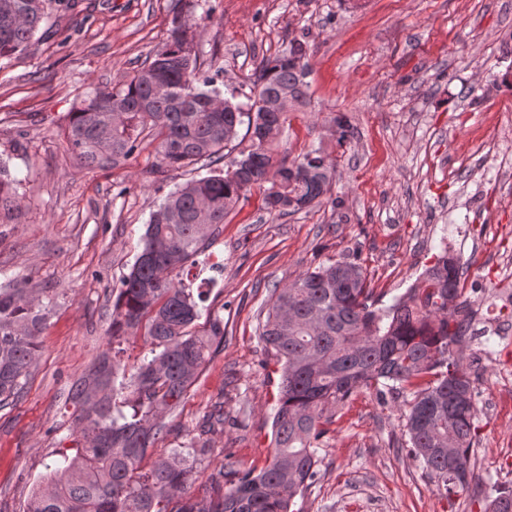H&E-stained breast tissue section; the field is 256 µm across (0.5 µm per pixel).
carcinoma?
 Instances as JSON below:
<instances>
[{"instance_id":"1","label":"carcinoma","mask_w":512,"mask_h":512,"mask_svg":"<svg viewBox=\"0 0 512 512\" xmlns=\"http://www.w3.org/2000/svg\"><path fill=\"white\" fill-rule=\"evenodd\" d=\"M45 16L46 0H0V58L24 52ZM179 21L173 17L168 42L153 61L119 88H94L71 113L69 150L85 166L129 160L147 130L157 142L154 172L203 160L210 169L176 185L152 212L141 253L118 287L112 337L144 328L151 357L120 384L108 354L94 363L76 390L81 408L74 424L83 445L62 456L32 493L27 512H293L295 498L317 480V441L335 423L336 407L364 388L405 407L407 444L437 492L446 497L466 489L478 426L470 373L453 347L472 335L475 311L464 297L466 268L446 252L385 310L373 308L363 266L344 257L274 289L259 331L281 373L270 458L240 470L227 452L207 475L205 492H191L193 470L206 468L211 436L224 428L218 401L187 451L174 449L141 469L166 431V417L224 344L218 316L192 330L207 291L194 296L172 274L196 264L200 244L252 186L264 187L269 212L290 215L320 203L336 173L320 148L290 161L270 151L288 113L265 112L261 101L286 92L294 107L307 104L305 43L291 39L289 48L262 62L246 103L232 93L216 110L220 91L200 76L199 55L182 54ZM244 123L251 145L231 159L225 150ZM17 201V187L0 178V208ZM44 321L25 289L0 284V409L24 393ZM119 405L130 413L113 415ZM486 512H512V491H498Z\"/></svg>"}]
</instances>
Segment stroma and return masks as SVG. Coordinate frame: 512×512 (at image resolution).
<instances>
[{"label": "stroma", "mask_w": 512, "mask_h": 512, "mask_svg": "<svg viewBox=\"0 0 512 512\" xmlns=\"http://www.w3.org/2000/svg\"><path fill=\"white\" fill-rule=\"evenodd\" d=\"M177 15L198 24L201 72L223 92H248L262 59L306 40L308 103L289 113L272 152L323 148L336 178L321 203L290 216L267 212L252 187L203 242L182 282L210 280L198 310L223 319L224 343L152 456L187 445L220 399L227 420L211 467L225 448L239 466L265 462L280 375L259 326L273 288L307 269L357 258L384 308L446 250L466 264L480 324L494 316L491 270L512 268V0H49L26 51L0 59V162L20 196L0 211V283L30 289L46 315L24 396L0 410V512H25L60 455L81 447L74 393L98 357L116 351L129 376L149 352L140 331L113 346L114 290L151 212L207 169L155 175L145 133L128 161L90 168L65 131L81 96L152 61ZM341 114L351 126L342 145L330 122ZM337 198L349 223L337 219ZM507 344L512 335L457 347L477 405L468 489L439 495L404 446L400 407L364 390L337 407L318 448L320 478L297 512H483L496 486H512Z\"/></svg>", "instance_id": "obj_1"}]
</instances>
